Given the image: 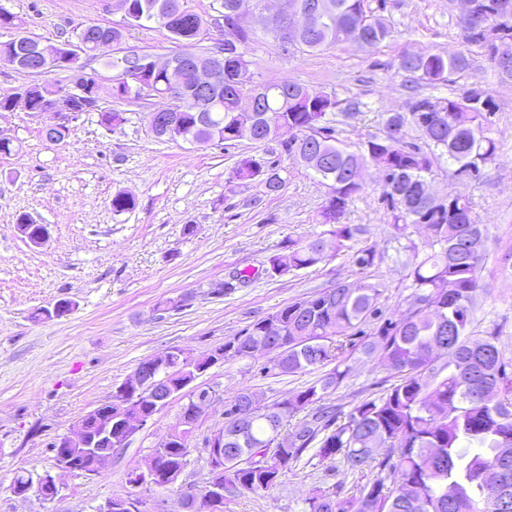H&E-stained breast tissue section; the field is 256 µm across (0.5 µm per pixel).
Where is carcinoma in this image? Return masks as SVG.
<instances>
[{
  "label": "carcinoma",
  "instance_id": "carcinoma-1",
  "mask_svg": "<svg viewBox=\"0 0 512 512\" xmlns=\"http://www.w3.org/2000/svg\"><path fill=\"white\" fill-rule=\"evenodd\" d=\"M336 11L315 21L308 29L301 52L314 53L362 38L375 47L392 36L383 18L366 5L367 0H333ZM130 18L126 27H145L146 12L159 9L169 17L166 29L172 39L198 50L208 21L190 11L184 0H126ZM490 16L460 21L465 42L479 46L492 67H497L494 46L474 30ZM16 30L0 41V63L9 62L11 48L27 36L23 23L10 16L0 28ZM122 41L117 27L103 26L92 48ZM469 66L468 50L403 52L397 69L414 82L438 84ZM65 91L44 81L33 92V109L41 111L53 95ZM94 98L131 102L120 83L99 85ZM340 101L332 93L317 90L297 80L270 82L257 112H240L234 99L220 93L206 101L194 100L192 88L175 105L178 124L153 135L167 142H185L208 147L217 142L228 146L240 141L242 129L259 147L275 141L282 152L308 150L321 155L325 167L315 171L331 183L336 198L328 199L319 213L331 229L304 239L289 238L282 252L270 258V275L285 276L315 266L341 251L365 233L360 224H345L348 204L363 190L353 181L362 167L397 171L391 194L383 196L392 213L393 227L402 235L411 225H422L430 250L413 252V293L407 308L396 319H383L372 334L362 326L382 319L380 285L361 283L355 288L338 282L313 295L297 298L280 309L253 321L241 334L224 342L214 353L236 359H255L252 349H264L267 364L280 374L314 370L328 364L334 368L291 396L246 412L240 427L224 425V456L238 459L224 475V489L235 495H261L282 483L303 453L318 443L316 455L339 457L347 470L367 478L357 494L340 498L329 488L316 487L305 499L306 512H501L490 493L505 496L512 505V360L489 332L476 336L470 325L477 293L482 288L480 270L485 257L483 225L472 217L470 199L460 193L448 195L455 212L435 217L423 192L434 164L448 157L461 175L476 176L495 161L497 141L488 121V100L469 91L459 99L423 97L411 103L409 113H387L385 135L368 136L358 152L336 141L335 129L323 124ZM412 125L426 139L428 149L407 142L403 129ZM282 168L260 155L240 160L232 178L256 184L268 195L281 190ZM112 212L120 215L136 207L134 195L112 196ZM252 279L244 270L230 274L218 294H231ZM376 357L397 382L383 396L367 399L345 413L325 405L349 371V352L355 349ZM170 348L138 365L146 379L157 373L167 383L182 387L196 378L195 368L206 363L207 354L191 364ZM133 394L112 392L102 410L82 418L89 433H99L119 400ZM302 418H297V415ZM195 429L179 421L172 428L170 445L153 449L161 469H172L179 479L188 467ZM69 471L100 475L111 462V447L97 453H76ZM376 473L370 478L368 474Z\"/></svg>",
  "mask_w": 512,
  "mask_h": 512
}]
</instances>
